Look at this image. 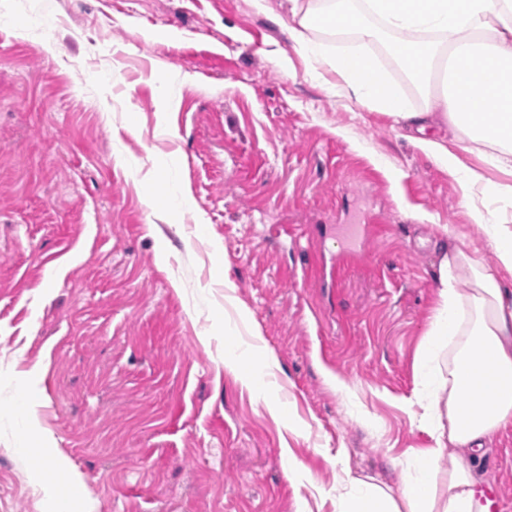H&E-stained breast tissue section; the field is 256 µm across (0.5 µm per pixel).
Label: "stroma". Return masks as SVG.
<instances>
[{"label": "stroma", "mask_w": 512, "mask_h": 512, "mask_svg": "<svg viewBox=\"0 0 512 512\" xmlns=\"http://www.w3.org/2000/svg\"><path fill=\"white\" fill-rule=\"evenodd\" d=\"M305 70L254 0H0V512L67 506L46 453L95 512H336L339 451L398 490L433 447L437 266L512 205ZM474 473L512 500V425ZM38 483L44 489L51 491L59 483L65 482L71 493V498L83 496L82 478L76 473H64L62 463L50 457L36 463Z\"/></svg>", "instance_id": "obj_1"}]
</instances>
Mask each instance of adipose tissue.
Returning <instances> with one entry per match:
<instances>
[{"label": "adipose tissue", "instance_id": "ef3b65f1", "mask_svg": "<svg viewBox=\"0 0 512 512\" xmlns=\"http://www.w3.org/2000/svg\"><path fill=\"white\" fill-rule=\"evenodd\" d=\"M293 47L336 74L349 96L414 131L415 144L440 165L459 161L432 121L482 147L512 171V0H286ZM360 42L391 38L390 52L425 99L416 108L363 53L331 49L316 31ZM439 305L419 353V423L435 440L421 450L414 479L393 491L374 475L344 473L336 512H471L472 463L486 442L512 425V289L476 252L450 246L438 267ZM447 471H440V457Z\"/></svg>", "mask_w": 512, "mask_h": 512}]
</instances>
